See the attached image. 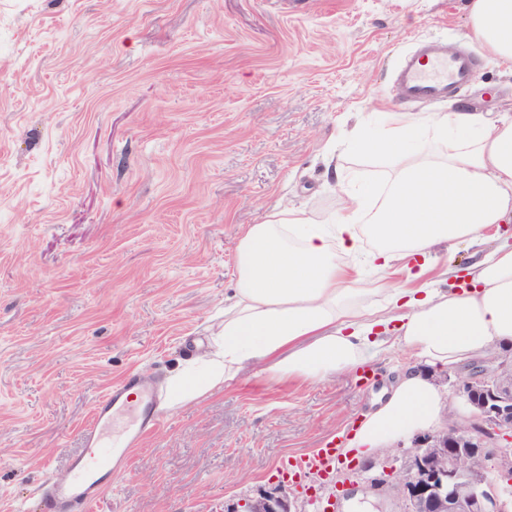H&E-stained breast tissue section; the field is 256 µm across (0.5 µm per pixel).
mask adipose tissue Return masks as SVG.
<instances>
[{"label":"adipose tissue","instance_id":"1","mask_svg":"<svg viewBox=\"0 0 512 512\" xmlns=\"http://www.w3.org/2000/svg\"><path fill=\"white\" fill-rule=\"evenodd\" d=\"M469 35L512 70V0H468ZM357 126L346 150L389 162L382 178L357 172L337 185L342 205L317 223L301 206L249 225L234 255L236 281L209 355L174 376L168 407L236 379L261 361L271 378L319 383L375 361L386 342L413 362L353 443L366 461L415 433L440 428L452 404L428 368H446L512 344V114L383 112ZM474 248L473 282L458 293L429 280L436 247ZM381 304L364 306L363 270Z\"/></svg>","mask_w":512,"mask_h":512}]
</instances>
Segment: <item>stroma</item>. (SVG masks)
Returning <instances> with one entry per match:
<instances>
[{"label":"stroma","instance_id":"35a3bbf8","mask_svg":"<svg viewBox=\"0 0 512 512\" xmlns=\"http://www.w3.org/2000/svg\"><path fill=\"white\" fill-rule=\"evenodd\" d=\"M465 0H0V512H43L95 401L134 372L166 391L206 354L234 252L271 208L314 219L385 159L345 151L422 40L468 47L458 105L512 113V76L466 36ZM411 361L276 383L263 363L160 407L94 512H224L352 436ZM317 512L333 477L289 484Z\"/></svg>","mask_w":512,"mask_h":512}]
</instances>
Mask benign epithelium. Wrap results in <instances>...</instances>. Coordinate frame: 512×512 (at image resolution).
Listing matches in <instances>:
<instances>
[{"label": "benign epithelium", "instance_id": "1", "mask_svg": "<svg viewBox=\"0 0 512 512\" xmlns=\"http://www.w3.org/2000/svg\"><path fill=\"white\" fill-rule=\"evenodd\" d=\"M512 370L508 356L474 360L456 377L453 393L467 423L424 433L403 455L388 454L373 489L397 486L402 512H512ZM282 485L257 497L243 498L226 512H294Z\"/></svg>", "mask_w": 512, "mask_h": 512}]
</instances>
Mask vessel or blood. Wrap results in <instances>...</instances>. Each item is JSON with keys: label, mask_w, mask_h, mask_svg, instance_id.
I'll list each match as a JSON object with an SVG mask.
<instances>
[{"label": "vessel or blood", "mask_w": 512, "mask_h": 512, "mask_svg": "<svg viewBox=\"0 0 512 512\" xmlns=\"http://www.w3.org/2000/svg\"><path fill=\"white\" fill-rule=\"evenodd\" d=\"M474 72L472 56L451 54L440 42L428 40L401 65L398 94L406 101L445 100L470 83ZM159 424L155 396L143 380L130 375L113 385L95 404L83 432L85 449L71 458L68 478L48 490L45 512H93L108 478L128 463L133 446ZM336 455V443L329 440L301 459L299 467L322 470Z\"/></svg>", "instance_id": "obj_1"}]
</instances>
